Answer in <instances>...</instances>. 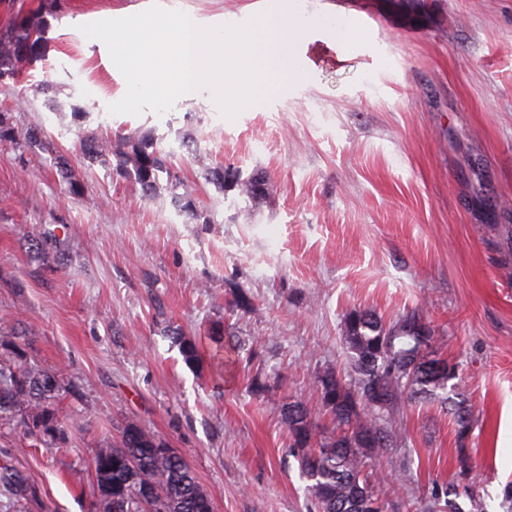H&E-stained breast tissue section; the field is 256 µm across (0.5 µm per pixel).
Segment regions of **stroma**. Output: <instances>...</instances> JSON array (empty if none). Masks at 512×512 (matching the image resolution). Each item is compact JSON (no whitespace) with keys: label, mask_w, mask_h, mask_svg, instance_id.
Segmentation results:
<instances>
[{"label":"stroma","mask_w":512,"mask_h":512,"mask_svg":"<svg viewBox=\"0 0 512 512\" xmlns=\"http://www.w3.org/2000/svg\"><path fill=\"white\" fill-rule=\"evenodd\" d=\"M154 2L206 25L266 6L55 0L39 10L43 56L0 78V112L43 130L0 145V331L25 330L33 361L77 388L59 403L66 448L0 432V512H96L90 460L127 420L184 456L214 512H310L282 408L301 402L328 426L319 378L350 374L354 309L419 313L455 369L449 399L470 409L461 446L439 402H406L405 448L372 462L387 512L460 482L463 450L477 498L458 506L512 512V0H293L353 16L366 43L331 51L308 35L315 72L231 120L204 92L161 115L109 113L124 78L70 25ZM89 131L151 137L166 157L156 194L115 157L84 160ZM221 166L263 178L261 199L205 180ZM50 236L62 253L35 249ZM254 378L269 391H249Z\"/></svg>","instance_id":"stroma-1"}]
</instances>
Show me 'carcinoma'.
Listing matches in <instances>:
<instances>
[{
	"label": "carcinoma",
	"instance_id": "1",
	"mask_svg": "<svg viewBox=\"0 0 512 512\" xmlns=\"http://www.w3.org/2000/svg\"><path fill=\"white\" fill-rule=\"evenodd\" d=\"M17 9L21 19L0 28V76H19L43 52L42 30L33 16ZM0 113V143L20 139L36 142L42 129L22 131ZM81 152L89 160L113 153L117 170L135 179L150 197L157 185L163 159L153 140L132 133L116 147L95 134L82 139ZM416 314L385 326L374 312L354 310L344 319L345 340L351 352L353 378L345 381L333 370L320 377L321 404L334 427L319 434L314 413L293 402L284 409L290 448L301 475L309 481L314 512H383L376 492L377 479L365 473L367 461L402 446L400 410L411 398L448 403V382L455 375L447 363L426 355ZM185 363L200 359L196 341L178 338ZM70 386L60 375L31 362L21 336H0V430L33 447L61 448L67 443V423L58 415L57 402ZM455 404L457 442L465 447L470 427ZM91 465L96 478L98 512H213V504L194 471L182 456L140 424L127 420L118 440L94 450Z\"/></svg>",
	"mask_w": 512,
	"mask_h": 512
}]
</instances>
